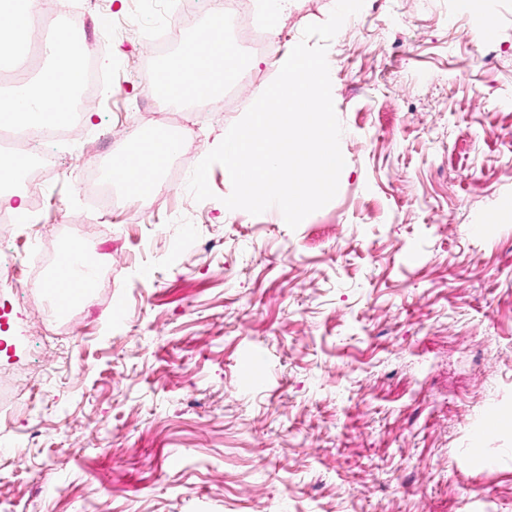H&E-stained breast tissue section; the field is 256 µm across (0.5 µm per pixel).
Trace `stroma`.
Returning a JSON list of instances; mask_svg holds the SVG:
<instances>
[{
	"label": "stroma",
	"instance_id": "stroma-1",
	"mask_svg": "<svg viewBox=\"0 0 512 512\" xmlns=\"http://www.w3.org/2000/svg\"><path fill=\"white\" fill-rule=\"evenodd\" d=\"M86 6L152 24L149 4ZM335 0H291L271 54L246 53L252 98ZM493 33L468 0H365L327 61L345 166L336 197L279 212L186 211V179L147 222L93 245L115 277L63 348L21 334L30 290L0 281V368L26 380L0 427V500L16 512H512V0ZM165 58L130 33L101 60L116 89L79 101L86 144L54 148L79 234L78 178L154 92ZM482 231H475V224ZM293 264L279 262L282 253ZM151 268L144 280L142 268ZM253 384L241 391L238 379ZM479 447L470 464L466 449ZM263 455L265 466L255 464Z\"/></svg>",
	"mask_w": 512,
	"mask_h": 512
}]
</instances>
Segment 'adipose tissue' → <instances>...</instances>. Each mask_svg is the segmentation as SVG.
<instances>
[{
  "label": "adipose tissue",
  "mask_w": 512,
  "mask_h": 512,
  "mask_svg": "<svg viewBox=\"0 0 512 512\" xmlns=\"http://www.w3.org/2000/svg\"><path fill=\"white\" fill-rule=\"evenodd\" d=\"M28 0H0V41L13 47L26 44L37 24ZM43 52L51 69L43 81H31L0 94V127L55 126L71 109L75 92L83 83V46L59 34ZM233 48L217 43L206 48L186 42L175 60L159 71L157 88L170 101L189 100L201 91L217 92L235 73Z\"/></svg>",
  "instance_id": "ef3b65f1"
}]
</instances>
